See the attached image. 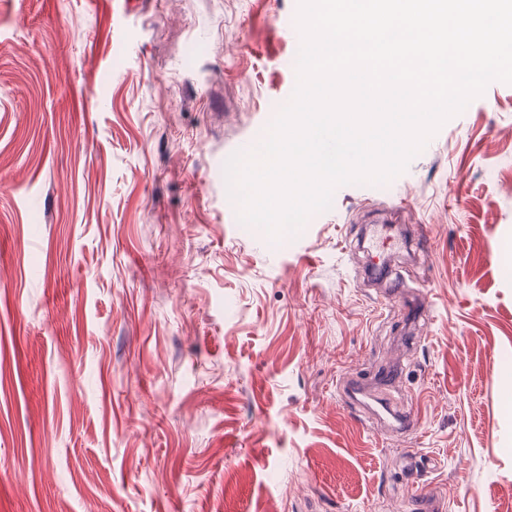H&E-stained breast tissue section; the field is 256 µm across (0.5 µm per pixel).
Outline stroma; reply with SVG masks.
<instances>
[{
  "mask_svg": "<svg viewBox=\"0 0 512 512\" xmlns=\"http://www.w3.org/2000/svg\"><path fill=\"white\" fill-rule=\"evenodd\" d=\"M297 4L0 0V512H512V85L272 241L225 164ZM407 224L417 269L364 285ZM390 363L409 433L339 403Z\"/></svg>",
  "mask_w": 512,
  "mask_h": 512,
  "instance_id": "35a3bbf8",
  "label": "stroma"
}]
</instances>
